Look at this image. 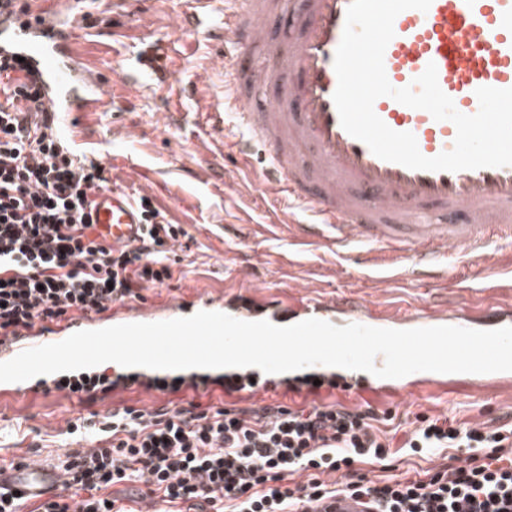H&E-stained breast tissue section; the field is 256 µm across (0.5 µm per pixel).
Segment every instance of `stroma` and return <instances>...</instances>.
I'll return each instance as SVG.
<instances>
[{"mask_svg": "<svg viewBox=\"0 0 512 512\" xmlns=\"http://www.w3.org/2000/svg\"><path fill=\"white\" fill-rule=\"evenodd\" d=\"M180 0H150L136 6L119 0L109 23L88 29L81 40L87 63L103 64L122 75L146 46H165L176 62L166 85L124 94L110 113L86 112L80 117V148L99 154L114 184L128 193L142 191L140 172L150 169L156 184L150 195L167 219L183 225L193 237L189 256L173 267L169 285L144 289L143 307L161 310L173 300L205 294L230 300H293L312 295H345L363 303L415 304L424 294L390 280L370 282L355 264L336 257L322 244L293 241L288 225L274 222L276 209L263 192L262 172L237 175L233 159L224 157L208 134L206 114L221 97L224 85L203 62L211 50L205 33L175 31ZM208 167V181L191 179V170ZM238 178V191L225 189L224 178ZM188 394L155 395L116 390L97 410L132 406L155 408L175 402L188 405ZM379 409H393L398 420L416 414H445L469 422H486L512 413V389L479 400L457 395L449 401L419 399L408 403L375 400ZM76 396L51 392L34 398H0V466L29 456L41 445V460L55 461L68 419L82 413Z\"/></svg>", "mask_w": 512, "mask_h": 512, "instance_id": "obj_1", "label": "stroma"}]
</instances>
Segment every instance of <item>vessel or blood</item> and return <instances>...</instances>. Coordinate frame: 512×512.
<instances>
[{"instance_id":"vessel-or-blood-1","label":"vessel or blood","mask_w":512,"mask_h":512,"mask_svg":"<svg viewBox=\"0 0 512 512\" xmlns=\"http://www.w3.org/2000/svg\"><path fill=\"white\" fill-rule=\"evenodd\" d=\"M69 20L53 23L43 0H0V56L20 58L19 80L35 84L47 111L59 116L56 134L72 143L83 112L111 111L115 96L102 68H88L78 52L86 26L78 0H60ZM350 0H183L176 17L179 30L204 31L215 43L209 56L212 72L224 77V101L211 108V129L225 133L224 114L234 109L238 122L267 160L271 177L265 193L282 208L301 209L302 242H323L337 253L357 254L361 269L392 267L405 271L420 286L437 287L452 271L450 262L477 264V278L496 272L488 252L512 245V166L472 170L424 171L375 156L366 144L341 126L333 101L337 87L334 56L341 41ZM288 19L286 32L273 33L269 20ZM395 36L384 64L391 85L412 84L428 64H435L442 91L466 115L477 113L481 87L512 88V0H432L428 11L408 9L394 21ZM156 49L138 55L121 91L160 86L169 72ZM269 89L263 102H249L250 92ZM375 113L393 130L414 134L420 152L434 157L454 145L456 127L430 113L389 97L374 103ZM91 220L101 238L115 247L134 243L141 219L129 194L112 186L97 194ZM199 311H217L245 321L276 325L317 318L337 326L359 323L377 328L414 329L441 325L476 330L512 326V304L472 309L456 300L420 303L402 312H385L357 300L310 296L283 306L240 299L200 296L177 300L165 319ZM141 309L103 317H75L49 327H34L0 341V359L60 342L84 330L156 321ZM183 381L203 396L221 387L233 396L248 385L303 399L328 392L339 396L369 394L404 400L446 398L453 389L486 391L512 386V372L486 374L418 372L382 379L346 371L337 383L289 385L285 374L257 376L249 368L229 374L225 382L190 374ZM50 465L0 467V485L23 494L60 486Z\"/></svg>"}]
</instances>
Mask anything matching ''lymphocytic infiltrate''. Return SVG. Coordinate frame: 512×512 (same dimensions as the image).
I'll return each mask as SVG.
<instances>
[{
  "label": "lymphocytic infiltrate",
  "mask_w": 512,
  "mask_h": 512,
  "mask_svg": "<svg viewBox=\"0 0 512 512\" xmlns=\"http://www.w3.org/2000/svg\"><path fill=\"white\" fill-rule=\"evenodd\" d=\"M18 60L0 59V338L74 314L108 312L167 285L182 225L152 198L136 202L140 238L120 248L100 240L88 210L108 189L101 159L63 148L37 93L21 89ZM391 410L336 402L224 408L173 403L122 407L92 420L77 417L74 444L56 466L64 487L35 512H126L113 485L143 484L147 496L188 504L191 512H328L343 494L363 512H512V417L499 424L418 414L401 445ZM465 456H458V449ZM404 455L444 457L443 465L376 483L361 463L392 466ZM304 481H295L296 473Z\"/></svg>",
  "instance_id": "f902f5d3"
}]
</instances>
